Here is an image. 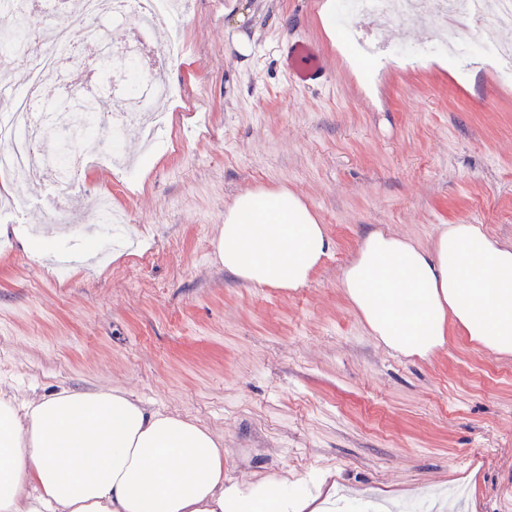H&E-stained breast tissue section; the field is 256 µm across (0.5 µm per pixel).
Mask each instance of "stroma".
<instances>
[{"label":"stroma","instance_id":"1","mask_svg":"<svg viewBox=\"0 0 512 512\" xmlns=\"http://www.w3.org/2000/svg\"><path fill=\"white\" fill-rule=\"evenodd\" d=\"M321 0H257L237 22L232 0H186L175 31L185 51L163 72L180 93L149 158L139 125L122 137L134 174L98 163L82 174L75 223L56 227L51 185L31 176L23 211L0 215V390L20 401L67 388H118L144 406L189 417L224 438L231 481L324 477L340 498L392 512H512V355L454 325L428 357L386 347L340 288L367 231L428 245L441 224H479L512 242V79L479 59L390 63L439 19L378 24L337 16L336 31L376 47L375 94L326 35ZM138 26L106 40L77 27L87 64L62 83L121 98L103 58ZM253 40L238 54L236 32ZM311 42L327 78L293 84L289 44ZM257 187H285L317 214L333 246L295 290L255 287L225 272L224 206ZM123 212L122 236L99 238L97 195ZM41 235L47 259L27 239Z\"/></svg>","mask_w":512,"mask_h":512}]
</instances>
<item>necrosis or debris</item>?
I'll return each mask as SVG.
<instances>
[{
  "instance_id": "1",
  "label": "necrosis or debris",
  "mask_w": 512,
  "mask_h": 512,
  "mask_svg": "<svg viewBox=\"0 0 512 512\" xmlns=\"http://www.w3.org/2000/svg\"><path fill=\"white\" fill-rule=\"evenodd\" d=\"M138 8L137 0H79L70 11H62L60 0H0V13L12 16L10 28L0 30V64L21 65L28 90L15 98L9 120L0 122V181L21 186L34 169L50 167L57 178L54 192L58 206L54 212L57 222H66L70 216V201L82 174L83 155L75 154L56 160L48 156L43 143L54 128L53 116L40 108L44 95L54 94L65 99L59 83V73L66 58L74 56L73 30L85 19L97 22V35H104L106 20L120 19ZM415 0H341L345 13L382 15L405 21L416 10ZM438 13L442 19L436 42L407 49L398 48L396 56L428 57L448 53L463 59V46L472 53H480L482 46L480 22L489 20L500 26H512V0H440ZM473 20L475 26L467 36H460L459 22ZM129 86L138 97L137 107L123 113L103 112L97 115L82 113L69 129L73 140L94 139L110 143L120 126L129 121L149 116L154 128L165 126L168 116L158 104L173 99L175 86L159 78L146 79L136 62L128 64Z\"/></svg>"
}]
</instances>
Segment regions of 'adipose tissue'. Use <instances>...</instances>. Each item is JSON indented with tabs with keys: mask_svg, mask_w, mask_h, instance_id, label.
<instances>
[{
	"mask_svg": "<svg viewBox=\"0 0 512 512\" xmlns=\"http://www.w3.org/2000/svg\"><path fill=\"white\" fill-rule=\"evenodd\" d=\"M218 243L227 272L286 290L305 285L332 248L287 189L237 195ZM340 286L373 334L403 355L443 346L450 323L512 354V244L482 225H441L425 247L371 230ZM318 487L284 474L226 480L221 437L118 389L0 396V512H336Z\"/></svg>",
	"mask_w": 512,
	"mask_h": 512,
	"instance_id": "ef3b65f1",
	"label": "adipose tissue"
}]
</instances>
